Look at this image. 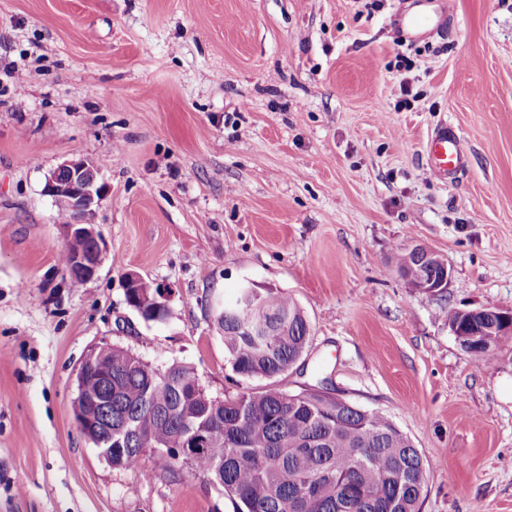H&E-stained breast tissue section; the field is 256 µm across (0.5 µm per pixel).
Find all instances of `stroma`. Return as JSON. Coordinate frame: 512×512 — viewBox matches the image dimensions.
Instances as JSON below:
<instances>
[{
	"mask_svg": "<svg viewBox=\"0 0 512 512\" xmlns=\"http://www.w3.org/2000/svg\"><path fill=\"white\" fill-rule=\"evenodd\" d=\"M414 4L0 0V512H236L163 454L112 468L73 400L103 343L217 396L264 387L213 322L244 283L310 323L277 387L323 374L420 449V512H512V336L486 364L444 316L512 305V0H451L448 29L409 41L393 19ZM443 120L466 153L445 184L424 160ZM79 158L108 194L76 285L44 186ZM418 245L451 268L445 293L397 273ZM131 272L168 288L166 321L127 305Z\"/></svg>",
	"mask_w": 512,
	"mask_h": 512,
	"instance_id": "stroma-1",
	"label": "stroma"
}]
</instances>
